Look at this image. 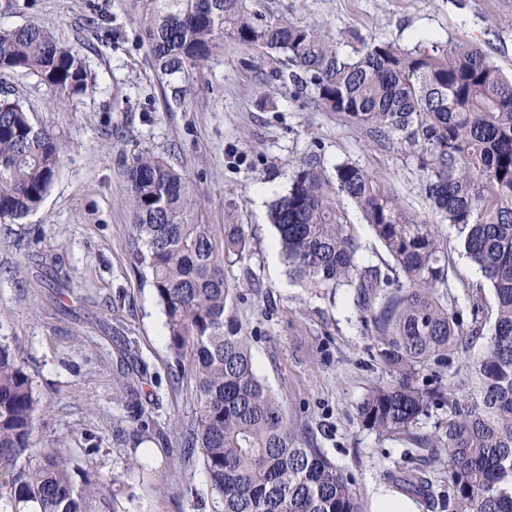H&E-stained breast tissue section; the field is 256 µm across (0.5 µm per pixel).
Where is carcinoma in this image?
<instances>
[{"label": "carcinoma", "mask_w": 512, "mask_h": 512, "mask_svg": "<svg viewBox=\"0 0 512 512\" xmlns=\"http://www.w3.org/2000/svg\"><path fill=\"white\" fill-rule=\"evenodd\" d=\"M158 69L201 67L232 41L275 53L295 67L289 78L313 87L314 106L369 133L407 146L426 198L457 229L466 256L493 290L488 324L462 330L451 300L448 250L433 225L406 207L388 184L342 162L329 175L306 157L271 219L291 278L311 288L356 290L361 322L388 379L358 406L363 427L408 434L432 407L448 408L445 439L415 438L431 456L448 457L452 512H512V78L465 38L407 50L390 42L341 54L325 31L301 25L258 0H130ZM35 75L58 103L92 94L82 50L32 21L0 26V71ZM63 149L23 102L0 98V223L38 208ZM125 173L137 247L162 306L167 347L189 377L193 414L183 447L199 452L215 512H362L359 497L310 434L288 420L256 372L250 337L234 313L244 299L224 268L243 263L250 241L240 224L218 238L198 218L189 175L160 155L141 152ZM350 199L393 265L364 262L340 199ZM486 337L467 380L448 390V354ZM38 398L18 355L0 346V483L16 512H83L108 490L103 474L76 482L71 459L32 447Z\"/></svg>", "instance_id": "cac0c4a2"}]
</instances>
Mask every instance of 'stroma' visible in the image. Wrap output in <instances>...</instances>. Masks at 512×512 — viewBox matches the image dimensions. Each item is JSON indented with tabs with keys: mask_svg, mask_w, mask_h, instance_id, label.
I'll list each match as a JSON object with an SVG mask.
<instances>
[{
	"mask_svg": "<svg viewBox=\"0 0 512 512\" xmlns=\"http://www.w3.org/2000/svg\"><path fill=\"white\" fill-rule=\"evenodd\" d=\"M102 2L108 34L89 24V0H0V25L48 22L60 40L81 46L98 84L94 96L59 105L35 76L0 73V95L23 100L63 147L41 206L20 223L0 224V345L18 354L39 399L38 446L111 478L86 512L214 510L208 476L197 457L183 456L176 431L193 400L177 378L156 294L131 262L125 162L149 151L190 176L203 223L218 233L229 221L249 234L245 266L225 274L247 295L236 313L253 338L256 371L348 477L363 512H380L385 499L404 512H451L447 457L358 419L362 398L387 372L372 355L353 289L307 287L269 258L278 238L269 204L304 158L317 155L328 171L357 164L428 220L415 158L316 109L310 89L279 76L283 64L273 54L229 42L188 75H162L129 0ZM261 3L321 28L344 54L375 41L410 49L464 35L512 75V0ZM434 229L448 247L455 309L471 326L474 304L491 307L492 291L455 227ZM422 477L433 483L428 501L408 490Z\"/></svg>",
	"mask_w": 512,
	"mask_h": 512,
	"instance_id": "35a3bbf8",
	"label": "stroma"
}]
</instances>
